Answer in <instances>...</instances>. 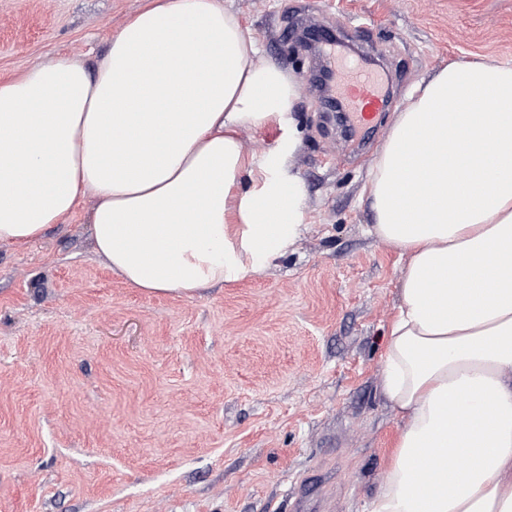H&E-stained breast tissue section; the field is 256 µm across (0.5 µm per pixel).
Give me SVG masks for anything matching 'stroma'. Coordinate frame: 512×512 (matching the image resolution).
I'll return each mask as SVG.
<instances>
[{
	"mask_svg": "<svg viewBox=\"0 0 512 512\" xmlns=\"http://www.w3.org/2000/svg\"><path fill=\"white\" fill-rule=\"evenodd\" d=\"M295 76L282 122L243 131L303 192L294 252L255 280L147 295L90 238L92 196L0 247V512H369L400 421L380 394L405 263L365 232L395 112L454 60L512 61V0H218ZM149 0H0V79L55 53L90 65ZM341 28L391 102L347 137L285 24ZM365 26L366 36L356 35Z\"/></svg>",
	"mask_w": 512,
	"mask_h": 512,
	"instance_id": "obj_1",
	"label": "stroma"
}]
</instances>
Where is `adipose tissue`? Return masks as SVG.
Returning a JSON list of instances; mask_svg holds the SVG:
<instances>
[{
  "instance_id": "obj_1",
  "label": "adipose tissue",
  "mask_w": 512,
  "mask_h": 512,
  "mask_svg": "<svg viewBox=\"0 0 512 512\" xmlns=\"http://www.w3.org/2000/svg\"><path fill=\"white\" fill-rule=\"evenodd\" d=\"M218 0H153L95 69L65 56L0 82V245L84 193L96 254L134 287L195 295L260 275L304 226L240 137L292 110ZM367 232L406 256L382 355L401 424L370 512H512V62H453L396 113Z\"/></svg>"
}]
</instances>
